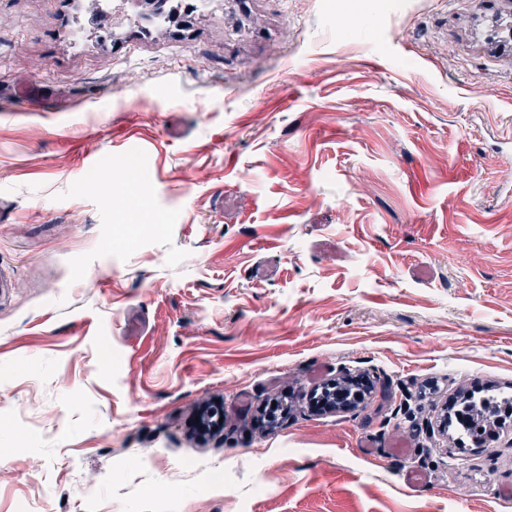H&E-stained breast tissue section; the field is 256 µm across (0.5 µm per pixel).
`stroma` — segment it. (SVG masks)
Returning a JSON list of instances; mask_svg holds the SVG:
<instances>
[{
	"instance_id": "35a3bbf8",
	"label": "stroma",
	"mask_w": 512,
	"mask_h": 512,
	"mask_svg": "<svg viewBox=\"0 0 512 512\" xmlns=\"http://www.w3.org/2000/svg\"><path fill=\"white\" fill-rule=\"evenodd\" d=\"M91 4L0 0V512H512L447 420L512 393V0Z\"/></svg>"
}]
</instances>
